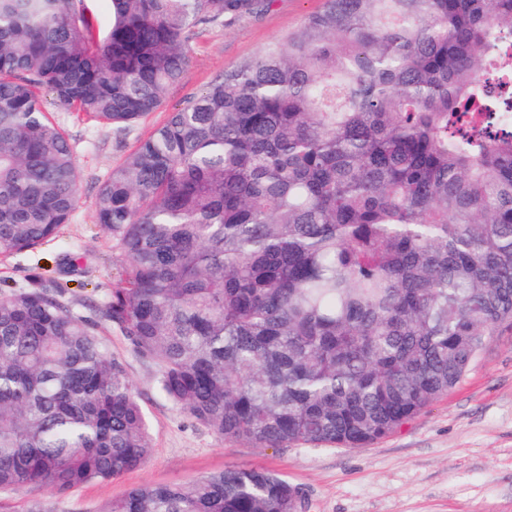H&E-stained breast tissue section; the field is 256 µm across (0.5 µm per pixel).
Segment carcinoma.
Instances as JSON below:
<instances>
[{
    "mask_svg": "<svg viewBox=\"0 0 512 512\" xmlns=\"http://www.w3.org/2000/svg\"><path fill=\"white\" fill-rule=\"evenodd\" d=\"M0 0V257L57 236L80 183L45 95L121 132L209 27L272 0ZM512 0H326L224 71L99 186L123 268L102 306L0 298V493L21 512L147 462L108 325L200 425L254 448H361L463 378L512 320ZM229 466L98 512H300Z\"/></svg>",
    "mask_w": 512,
    "mask_h": 512,
    "instance_id": "obj_1",
    "label": "carcinoma"
}]
</instances>
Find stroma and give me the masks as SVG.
I'll return each instance as SVG.
<instances>
[{"label": "stroma", "mask_w": 512, "mask_h": 512, "mask_svg": "<svg viewBox=\"0 0 512 512\" xmlns=\"http://www.w3.org/2000/svg\"><path fill=\"white\" fill-rule=\"evenodd\" d=\"M325 0H273L268 10L193 39L182 80L162 106L123 136L84 115L59 113L76 141L78 206L58 236L37 249L0 259V296L41 282L63 290L80 311L102 305L120 273L112 238L96 222L99 185L138 142L231 66L252 59L298 30ZM122 358L146 412L147 462L122 478L92 482L59 497H34L56 512H95L141 483L169 484L228 466L264 467L297 486L303 512H512V322L497 324L484 349L447 395L388 437L364 448L297 445L249 447L195 422L160 391L154 367L114 329L104 331Z\"/></svg>", "instance_id": "35a3bbf8"}]
</instances>
